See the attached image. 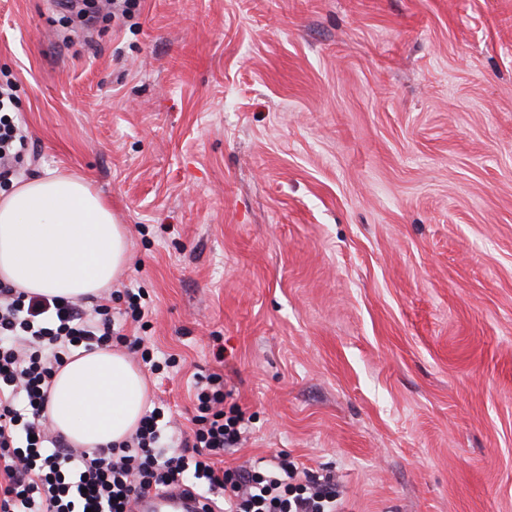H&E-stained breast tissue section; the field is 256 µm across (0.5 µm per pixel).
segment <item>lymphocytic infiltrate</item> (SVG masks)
Returning <instances> with one entry per match:
<instances>
[{"label": "lymphocytic infiltrate", "mask_w": 512, "mask_h": 512, "mask_svg": "<svg viewBox=\"0 0 512 512\" xmlns=\"http://www.w3.org/2000/svg\"><path fill=\"white\" fill-rule=\"evenodd\" d=\"M11 83H0V177L10 176L28 139L9 115ZM139 350L115 328L111 309L55 296H31L0 282V512H131L134 500L188 477L224 497V512H346L331 475H314L291 461L268 467H222L241 440L242 411L224 413V377L199 376L191 454L159 449L160 409L146 413L122 444L89 450L52 433L44 411L50 385L71 348Z\"/></svg>", "instance_id": "obj_1"}]
</instances>
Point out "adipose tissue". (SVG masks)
Listing matches in <instances>:
<instances>
[{
	"instance_id": "1",
	"label": "adipose tissue",
	"mask_w": 512,
	"mask_h": 512,
	"mask_svg": "<svg viewBox=\"0 0 512 512\" xmlns=\"http://www.w3.org/2000/svg\"><path fill=\"white\" fill-rule=\"evenodd\" d=\"M128 230L84 181L51 174L0 194V281L33 295H98L123 275ZM148 387L134 362L107 348L72 350L55 374L46 416L84 448L126 440Z\"/></svg>"
}]
</instances>
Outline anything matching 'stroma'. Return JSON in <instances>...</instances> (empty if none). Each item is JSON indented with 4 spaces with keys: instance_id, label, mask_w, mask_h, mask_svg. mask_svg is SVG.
<instances>
[{
    "instance_id": "stroma-1",
    "label": "stroma",
    "mask_w": 512,
    "mask_h": 512,
    "mask_svg": "<svg viewBox=\"0 0 512 512\" xmlns=\"http://www.w3.org/2000/svg\"><path fill=\"white\" fill-rule=\"evenodd\" d=\"M18 176L130 236L117 319L190 425L196 372L347 512H512V0H135L92 35L0 0ZM223 359H216V348Z\"/></svg>"
}]
</instances>
